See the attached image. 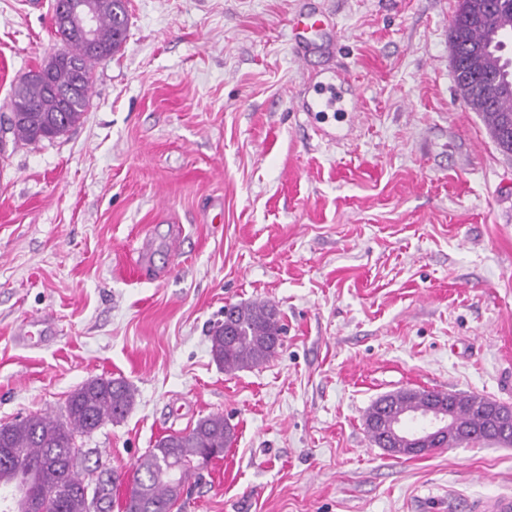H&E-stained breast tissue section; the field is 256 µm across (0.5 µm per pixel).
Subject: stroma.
Instances as JSON below:
<instances>
[{
    "label": "stroma",
    "instance_id": "1",
    "mask_svg": "<svg viewBox=\"0 0 512 512\" xmlns=\"http://www.w3.org/2000/svg\"><path fill=\"white\" fill-rule=\"evenodd\" d=\"M302 2L127 0L81 121L0 143V425L121 378L129 413L75 438L86 484L221 414L233 440L173 512H470L512 494V447L394 457L364 414L403 388L512 406V155L454 82L459 0H312L337 44L303 61ZM51 4L0 0V115L64 47ZM332 68L358 109L308 121ZM258 301L283 345L224 372L210 333Z\"/></svg>",
    "mask_w": 512,
    "mask_h": 512
}]
</instances>
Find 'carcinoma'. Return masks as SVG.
Wrapping results in <instances>:
<instances>
[{
	"instance_id": "cac0c4a2",
	"label": "carcinoma",
	"mask_w": 512,
	"mask_h": 512,
	"mask_svg": "<svg viewBox=\"0 0 512 512\" xmlns=\"http://www.w3.org/2000/svg\"><path fill=\"white\" fill-rule=\"evenodd\" d=\"M482 19L470 17L469 0H460L449 32L452 68L463 104L495 112L492 139L499 142L502 126L512 119V62L503 59L491 37L512 18V0H482ZM98 17L96 41L107 49L125 42L128 12L123 0H94ZM65 43L67 61L48 68L45 81L23 80L14 90L6 131L14 140L36 142L65 134L90 107L92 70L101 56L83 41L58 29ZM488 74L499 77L502 87L491 99L475 91L474 83ZM284 327L280 313L268 302L224 307V322L211 332V356L226 372L252 369L265 363L281 345ZM397 412L409 404L427 406L432 392L423 390L408 397L394 392ZM134 402L133 389L120 379H95L77 388L68 398L63 421L49 416H30L0 427V447L13 457L0 462V474L17 471V485L28 484L44 496L50 512H111L112 487L117 478H98L90 497L77 472L70 470L75 434H90L106 421L124 418ZM233 429L220 414L199 419L186 433L160 438L136 462L130 497L122 512H171L178 497L164 469L175 465L181 480L202 465L209 448H226Z\"/></svg>"
}]
</instances>
